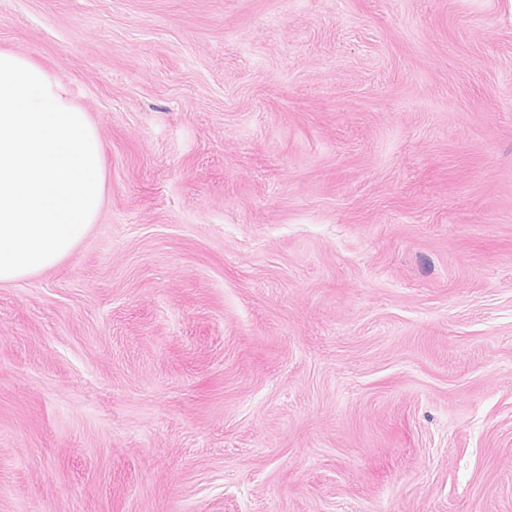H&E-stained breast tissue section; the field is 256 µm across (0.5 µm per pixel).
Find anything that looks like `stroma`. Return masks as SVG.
I'll list each match as a JSON object with an SVG mask.
<instances>
[{
    "label": "stroma",
    "mask_w": 512,
    "mask_h": 512,
    "mask_svg": "<svg viewBox=\"0 0 512 512\" xmlns=\"http://www.w3.org/2000/svg\"><path fill=\"white\" fill-rule=\"evenodd\" d=\"M99 130L0 284V512H512V0H0Z\"/></svg>",
    "instance_id": "1"
}]
</instances>
